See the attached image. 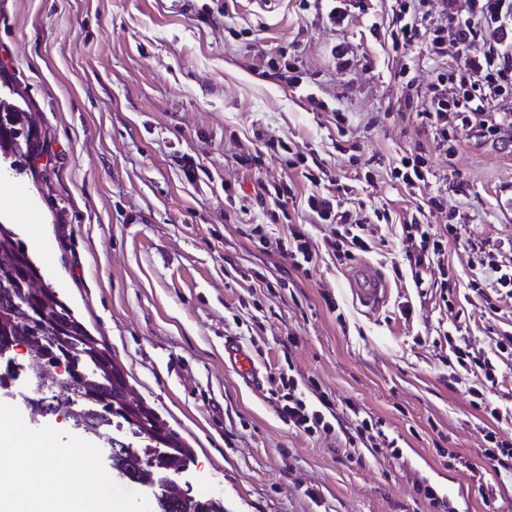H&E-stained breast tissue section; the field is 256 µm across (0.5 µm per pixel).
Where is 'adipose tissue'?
<instances>
[{
  "label": "adipose tissue",
  "mask_w": 512,
  "mask_h": 512,
  "mask_svg": "<svg viewBox=\"0 0 512 512\" xmlns=\"http://www.w3.org/2000/svg\"><path fill=\"white\" fill-rule=\"evenodd\" d=\"M21 442L13 415L0 409V512H126L125 502L113 496L106 476L94 470L77 449L52 446L39 468L29 466L16 451ZM60 456L77 458L68 478L55 469Z\"/></svg>",
  "instance_id": "obj_1"
}]
</instances>
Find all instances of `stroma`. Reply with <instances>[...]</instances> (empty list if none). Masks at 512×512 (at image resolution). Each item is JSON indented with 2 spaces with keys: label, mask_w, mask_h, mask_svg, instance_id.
<instances>
[{
  "label": "stroma",
  "mask_w": 512,
  "mask_h": 512,
  "mask_svg": "<svg viewBox=\"0 0 512 512\" xmlns=\"http://www.w3.org/2000/svg\"><path fill=\"white\" fill-rule=\"evenodd\" d=\"M345 4L334 26L332 0H0V99L42 135L35 171L0 178L26 203L0 204V221L192 449L181 480L224 512H436L423 481L448 512H512V473L494 470L484 439L512 444V354L494 345L512 336V292L473 291L482 266L512 263V125L483 139L452 118L441 145L418 116L438 74L459 92L486 38L461 45L442 0H425L438 56L394 41L392 0ZM288 63L301 87L281 77ZM273 138L304 163L286 168ZM419 153L427 178L405 185L401 160ZM315 191L367 222L371 251L336 255L333 225L307 206ZM415 217L447 240L426 288L406 260ZM296 228L316 251L304 270L278 249ZM362 263L389 286L373 311L350 287ZM228 337L262 387L225 366ZM455 345L473 363L449 367ZM285 377L328 395L331 431L280 419ZM28 391L0 396L19 435L87 446L61 419L32 421ZM364 422L381 435L352 447Z\"/></svg>",
  "instance_id": "obj_1"
}]
</instances>
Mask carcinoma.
Here are the masks:
<instances>
[{"mask_svg": "<svg viewBox=\"0 0 512 512\" xmlns=\"http://www.w3.org/2000/svg\"><path fill=\"white\" fill-rule=\"evenodd\" d=\"M37 137L30 114L0 102V160L10 159L17 172L24 169ZM22 343L37 345L39 363L67 393L64 406L50 388L26 403L103 441L117 477L158 486L160 512H224L223 499L194 497L182 483L170 482V467L184 469L191 449L129 387L109 348L45 284L22 241L0 223V357L21 367L10 353Z\"/></svg>", "mask_w": 512, "mask_h": 512, "instance_id": "obj_1", "label": "carcinoma"}]
</instances>
